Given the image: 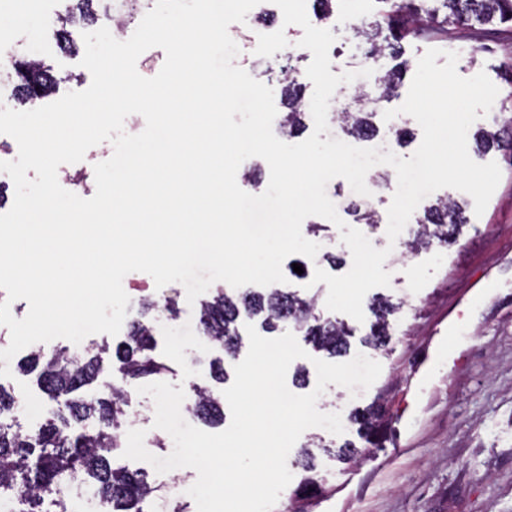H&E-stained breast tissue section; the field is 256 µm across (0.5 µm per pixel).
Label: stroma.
Returning a JSON list of instances; mask_svg holds the SVG:
<instances>
[{"label": "stroma", "instance_id": "35a3bbf8", "mask_svg": "<svg viewBox=\"0 0 512 512\" xmlns=\"http://www.w3.org/2000/svg\"><path fill=\"white\" fill-rule=\"evenodd\" d=\"M70 0H40L37 7L18 12L14 0H0V36L22 29L42 45L41 59L60 75L57 95L87 89L90 72L81 66L80 55L59 51L53 34L56 18L65 13ZM379 0H336L334 51L330 70L341 74L367 67L381 69L385 60L368 62L344 26L348 14L372 17ZM475 29H449L439 41H404L408 62L398 93L389 103L396 115L380 122V129L409 126L410 141L400 147L403 158L417 150L422 129L411 116L400 113L417 68L426 50L436 47L459 54L457 71L471 77L485 72L500 94L512 91L504 82L502 64L512 60V24L501 25L496 35L484 41L485 50L474 53ZM475 162H496L502 176L482 216L471 217L456 243H437L415 252H391L383 268L390 284L374 288L402 304L392 320L388 351L365 345L368 323L349 320L351 353L379 362L382 371L360 400L352 402L327 384L317 401L324 413L344 417L342 434L324 433L325 441L342 445L357 441L349 414L381 402L387 418L382 446L346 465L318 455V471L328 491L314 512H512V154L492 151L474 154ZM315 241L323 253L341 257L338 265L324 264L295 254L291 260L307 272L325 268L333 275L347 273L352 254L342 243L339 229L321 220ZM178 315L157 312L152 318L156 355L170 371L165 380L183 386L186 400H193V383L210 384L209 363L223 358L226 371L236 362L224 359L219 347L205 342L200 330V307L187 302L182 284H174ZM128 426L145 430L144 445L160 455L156 432L146 422L153 407L150 396L139 394L136 385L126 388Z\"/></svg>", "mask_w": 512, "mask_h": 512}]
</instances>
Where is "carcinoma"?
Segmentation results:
<instances>
[{
  "instance_id": "carcinoma-1",
  "label": "carcinoma",
  "mask_w": 512,
  "mask_h": 512,
  "mask_svg": "<svg viewBox=\"0 0 512 512\" xmlns=\"http://www.w3.org/2000/svg\"><path fill=\"white\" fill-rule=\"evenodd\" d=\"M69 13L59 18L54 35L67 53L78 51L72 36L77 22H95L100 17L127 24L136 15L151 8L154 0H72ZM391 3V9L354 29L356 39L377 58L393 61L375 80V93L355 90L351 100L333 113L332 122L346 135L360 138L380 133L374 118L381 104L390 99L407 70L402 42L407 38L434 41L450 26L469 21L481 25L476 37L495 31L498 24L512 23V0H378ZM15 77V98L29 106L49 96L58 79L53 68L26 56L17 48L11 55ZM296 66L280 67L278 81L285 83L287 101L281 129L288 136L298 135L306 125L307 105L304 86L294 79ZM506 113L496 130L480 129L473 134L476 148L483 152L512 150V92L501 100ZM358 221L373 226L380 218L372 204L364 201L355 209ZM418 228L406 247L416 251L436 240L461 235L469 224L463 205L438 198L416 217ZM140 316L128 324L126 338L116 345L114 358L117 375L98 383L104 370L103 354L109 346L93 343L80 351H32L18 362L25 374L36 375L39 388L53 403L50 417L36 427L23 426L14 416L21 393L0 385V502L10 512H72L74 488H90L109 512H156L155 486L138 471L114 461L122 448L120 438L128 422L124 385L133 380L159 379L168 365L154 354L155 339L150 316L159 308L154 295L139 297ZM373 315L366 342L377 349L391 340L390 317L401 304L386 297H374L369 303ZM260 318L267 333L284 332L292 326L303 333L317 352L332 357L345 354L350 347L351 329L344 322L324 318L315 297L303 298L289 288L266 292L245 291L230 295L217 289L201 305L200 325L208 341L234 357L242 347L238 321L241 312ZM191 410L202 420L220 423L224 418V400L206 387H194ZM380 406L356 414L352 421L369 437L384 422ZM294 465L305 476L294 492L298 503L294 512H310L311 501L326 493L317 479L315 457L308 449L298 451Z\"/></svg>"
}]
</instances>
